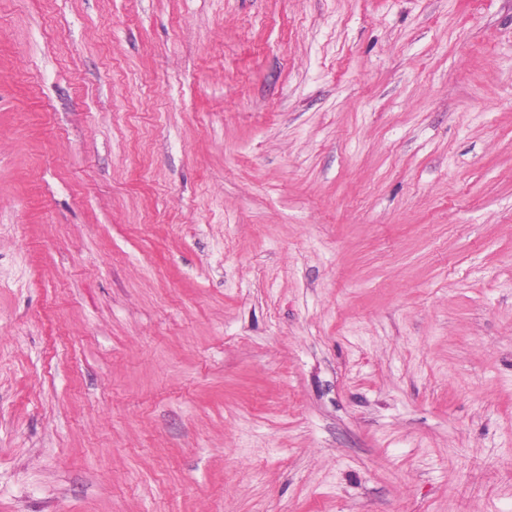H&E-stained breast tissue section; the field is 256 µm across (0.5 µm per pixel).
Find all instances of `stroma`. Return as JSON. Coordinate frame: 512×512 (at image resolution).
<instances>
[{
  "instance_id": "obj_1",
  "label": "stroma",
  "mask_w": 512,
  "mask_h": 512,
  "mask_svg": "<svg viewBox=\"0 0 512 512\" xmlns=\"http://www.w3.org/2000/svg\"><path fill=\"white\" fill-rule=\"evenodd\" d=\"M0 512H512V0H0Z\"/></svg>"
}]
</instances>
